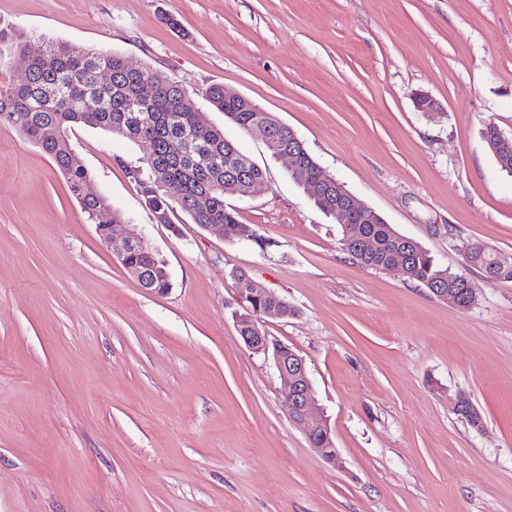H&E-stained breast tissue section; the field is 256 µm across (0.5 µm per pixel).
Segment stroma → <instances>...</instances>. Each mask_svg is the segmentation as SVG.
I'll return each instance as SVG.
<instances>
[{
	"instance_id": "1",
	"label": "stroma",
	"mask_w": 512,
	"mask_h": 512,
	"mask_svg": "<svg viewBox=\"0 0 512 512\" xmlns=\"http://www.w3.org/2000/svg\"><path fill=\"white\" fill-rule=\"evenodd\" d=\"M7 25L179 83L262 169L225 204L272 246L155 223L129 173L142 147L74 127L92 188L133 217L120 233L166 263L169 290L141 288L20 122L0 125V512H512V283L472 271L461 310L362 267L287 160L203 96L269 112L441 265L475 243L512 255V176L482 136L512 137V0H0ZM235 269L287 303L264 329L304 358L342 468L241 339Z\"/></svg>"
}]
</instances>
